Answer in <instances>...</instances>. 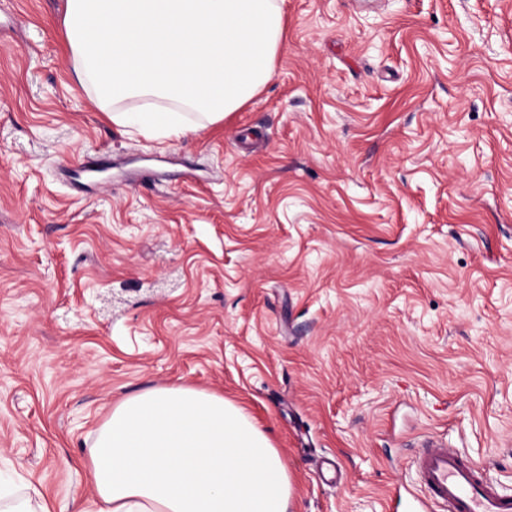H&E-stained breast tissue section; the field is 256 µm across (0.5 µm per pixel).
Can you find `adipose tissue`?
Here are the masks:
<instances>
[{
    "label": "adipose tissue",
    "instance_id": "adipose-tissue-1",
    "mask_svg": "<svg viewBox=\"0 0 512 512\" xmlns=\"http://www.w3.org/2000/svg\"><path fill=\"white\" fill-rule=\"evenodd\" d=\"M285 0H68L74 70L98 98L141 99L114 126L181 137L221 121L272 77ZM179 104L161 111L154 99ZM96 497L77 512H289L288 469L224 397L187 386L116 404L86 463Z\"/></svg>",
    "mask_w": 512,
    "mask_h": 512
}]
</instances>
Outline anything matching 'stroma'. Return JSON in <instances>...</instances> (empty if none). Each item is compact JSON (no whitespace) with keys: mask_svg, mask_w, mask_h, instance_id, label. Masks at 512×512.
Returning <instances> with one entry per match:
<instances>
[{"mask_svg":"<svg viewBox=\"0 0 512 512\" xmlns=\"http://www.w3.org/2000/svg\"><path fill=\"white\" fill-rule=\"evenodd\" d=\"M10 9L1 483L74 512L113 406L182 385L270 436L290 512H385L430 434L512 495V0H285L261 93L164 140L80 83L66 0Z\"/></svg>","mask_w":512,"mask_h":512,"instance_id":"35a3bbf8","label":"stroma"}]
</instances>
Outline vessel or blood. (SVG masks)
I'll return each mask as SVG.
<instances>
[{
    "instance_id": "vessel-or-blood-1",
    "label": "vessel or blood",
    "mask_w": 512,
    "mask_h": 512,
    "mask_svg": "<svg viewBox=\"0 0 512 512\" xmlns=\"http://www.w3.org/2000/svg\"><path fill=\"white\" fill-rule=\"evenodd\" d=\"M421 494L408 497L401 487L387 496L388 512H512V496L502 494L479 463L426 439L416 455Z\"/></svg>"
}]
</instances>
